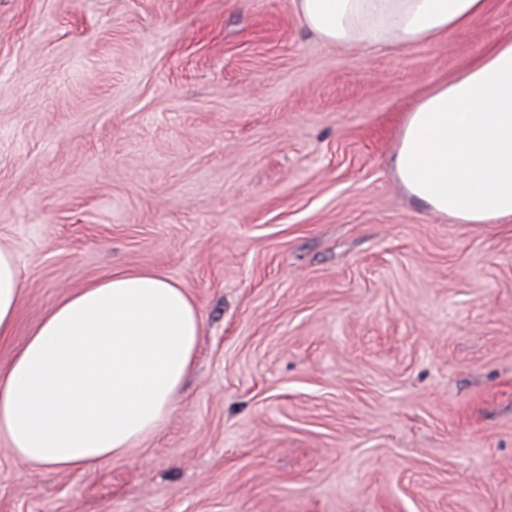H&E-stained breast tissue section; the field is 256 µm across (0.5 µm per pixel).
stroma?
<instances>
[{"instance_id":"stroma-1","label":"stroma","mask_w":512,"mask_h":512,"mask_svg":"<svg viewBox=\"0 0 512 512\" xmlns=\"http://www.w3.org/2000/svg\"><path fill=\"white\" fill-rule=\"evenodd\" d=\"M512 36L324 42L292 0H0V247L44 313L116 269L203 321L162 428L0 512H512V223L396 177L407 112Z\"/></svg>"}]
</instances>
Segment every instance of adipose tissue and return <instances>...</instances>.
<instances>
[{
  "mask_svg": "<svg viewBox=\"0 0 512 512\" xmlns=\"http://www.w3.org/2000/svg\"><path fill=\"white\" fill-rule=\"evenodd\" d=\"M335 45L376 50L433 42L488 15L491 0H294ZM395 173L432 213L460 224L512 222V38L434 83L407 114ZM23 297L0 249V342ZM202 318L185 288L152 271H116L48 309L0 369V439L25 463L74 471L125 456L156 433L189 375Z\"/></svg>",
  "mask_w": 512,
  "mask_h": 512,
  "instance_id": "obj_1",
  "label": "adipose tissue"
}]
</instances>
